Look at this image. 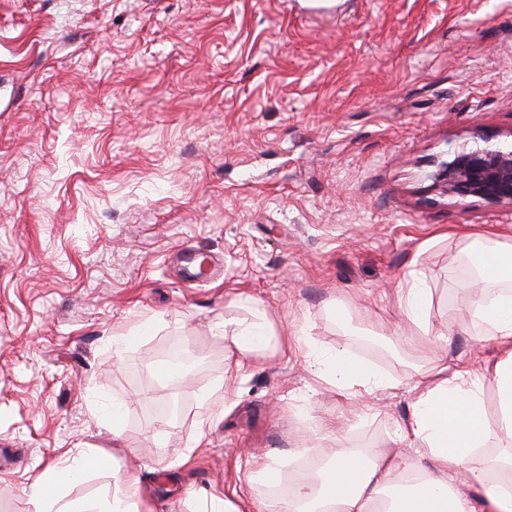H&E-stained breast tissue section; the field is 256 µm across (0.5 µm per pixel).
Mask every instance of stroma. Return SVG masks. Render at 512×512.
<instances>
[{
	"instance_id": "obj_1",
	"label": "stroma",
	"mask_w": 512,
	"mask_h": 512,
	"mask_svg": "<svg viewBox=\"0 0 512 512\" xmlns=\"http://www.w3.org/2000/svg\"><path fill=\"white\" fill-rule=\"evenodd\" d=\"M306 5L0 0V512H32L88 448L114 466L67 499L132 484L140 512H211L207 494L258 496L252 453L398 447L440 353L494 356L465 261L512 206L434 175L512 145V0ZM411 279L428 338L392 332ZM258 311L288 341L228 372L220 327ZM172 340L191 383L156 373ZM341 348L395 390L341 395L317 372ZM219 383L224 408L203 399Z\"/></svg>"
}]
</instances>
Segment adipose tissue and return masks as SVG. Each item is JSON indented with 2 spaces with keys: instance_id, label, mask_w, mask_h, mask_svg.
I'll list each match as a JSON object with an SVG mask.
<instances>
[{
  "instance_id": "obj_1",
  "label": "adipose tissue",
  "mask_w": 512,
  "mask_h": 512,
  "mask_svg": "<svg viewBox=\"0 0 512 512\" xmlns=\"http://www.w3.org/2000/svg\"><path fill=\"white\" fill-rule=\"evenodd\" d=\"M471 259L478 270L475 314L495 341L498 359L485 365L483 378L466 365L440 358L409 390L410 412L397 437L415 450L394 460L340 451L307 475L294 499L256 501L251 512H375L387 499L386 512H512V246L496 237L475 236ZM397 305L405 317L396 335L409 327L428 332L426 294L419 285L400 289ZM224 335L238 352L234 370H242L253 353L269 347L272 335L264 318L225 323ZM320 373L337 390L361 387L365 393L390 390L391 384L371 368L353 364L344 351L325 358ZM497 395V413L487 412L483 386ZM494 450L478 456L486 443ZM112 458L85 451L47 473L35 487V512H133L135 495L111 496L93 503L67 501L62 486L96 468H110Z\"/></svg>"
}]
</instances>
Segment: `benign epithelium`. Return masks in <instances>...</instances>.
<instances>
[{
    "label": "benign epithelium",
    "mask_w": 512,
    "mask_h": 512,
    "mask_svg": "<svg viewBox=\"0 0 512 512\" xmlns=\"http://www.w3.org/2000/svg\"><path fill=\"white\" fill-rule=\"evenodd\" d=\"M435 179L450 195L512 205V147L463 148L440 164Z\"/></svg>",
    "instance_id": "1"
}]
</instances>
